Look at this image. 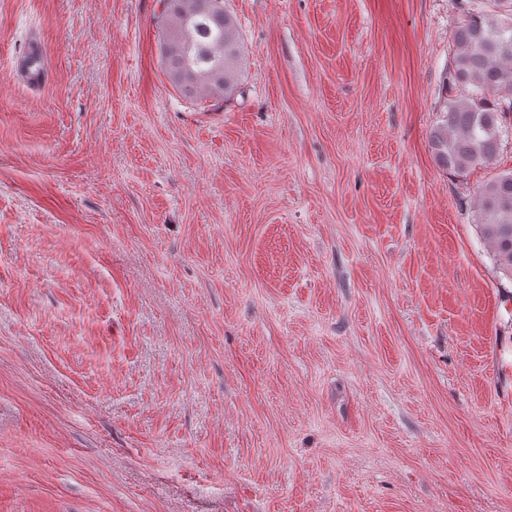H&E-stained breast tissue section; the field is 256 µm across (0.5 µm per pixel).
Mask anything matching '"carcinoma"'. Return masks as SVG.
Instances as JSON below:
<instances>
[{
	"label": "carcinoma",
	"instance_id": "1",
	"mask_svg": "<svg viewBox=\"0 0 512 512\" xmlns=\"http://www.w3.org/2000/svg\"><path fill=\"white\" fill-rule=\"evenodd\" d=\"M452 32L437 121L430 132L436 162L458 178L494 163L512 127V0H468ZM158 52L173 89L199 101L228 102L241 93L245 47L224 0H159ZM26 80L45 74L38 45L22 60ZM476 233L500 279L512 283V170L478 186Z\"/></svg>",
	"mask_w": 512,
	"mask_h": 512
}]
</instances>
